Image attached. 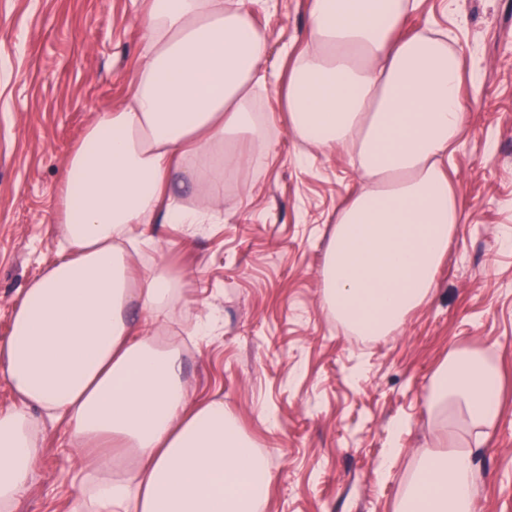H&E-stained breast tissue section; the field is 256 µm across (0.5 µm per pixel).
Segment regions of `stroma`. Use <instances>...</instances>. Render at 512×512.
<instances>
[{"instance_id": "35a3bbf8", "label": "stroma", "mask_w": 512, "mask_h": 512, "mask_svg": "<svg viewBox=\"0 0 512 512\" xmlns=\"http://www.w3.org/2000/svg\"><path fill=\"white\" fill-rule=\"evenodd\" d=\"M143 0H0V339L26 283L58 257L57 187L99 110L125 96L145 60ZM309 0H256L269 40L262 67L287 75L306 45ZM448 32L477 80L466 130L448 155L462 201L432 300L403 328L364 342L322 305L321 270L336 212L359 186L345 150L306 151L275 90L261 92L274 149L213 197L216 224H145L136 269L183 284L167 322L196 399L219 397L274 474L264 512H394L431 440L425 394L454 346L481 349L504 379L501 416L478 454L474 512H512V0H416L407 30ZM211 317L204 340L188 326ZM264 402L277 424L268 427ZM407 423L399 437L391 424ZM19 512H70L83 454L46 425ZM400 454L381 468L390 443Z\"/></svg>"}]
</instances>
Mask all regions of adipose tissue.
I'll list each match as a JSON object with an SVG mask.
<instances>
[{
  "instance_id": "adipose-tissue-1",
  "label": "adipose tissue",
  "mask_w": 512,
  "mask_h": 512,
  "mask_svg": "<svg viewBox=\"0 0 512 512\" xmlns=\"http://www.w3.org/2000/svg\"><path fill=\"white\" fill-rule=\"evenodd\" d=\"M252 0H144L145 61L118 106L100 110L68 157L54 264L22 289L0 376V512L35 477L43 422L64 423L101 476L74 512H260L273 474L224 413L193 402L179 349L142 335L180 298L176 279L134 272L132 225L211 223L209 204L175 188L233 180L273 145L253 107L268 34ZM415 0H311L308 47L288 73V127L320 149L355 156L361 182L336 216L322 296L360 336H386L427 304L461 217L449 148L465 130L461 53L431 30L407 33ZM503 378L483 353L455 348L425 401L433 443L395 512H473L476 447L501 413ZM134 469L112 473V452Z\"/></svg>"
}]
</instances>
